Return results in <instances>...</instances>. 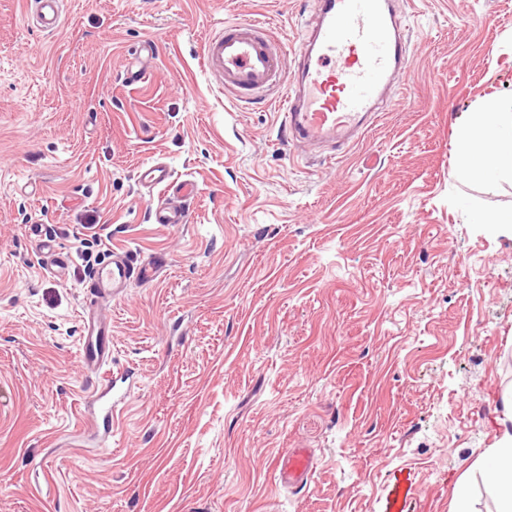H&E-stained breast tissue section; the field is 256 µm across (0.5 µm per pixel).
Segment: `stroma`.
I'll use <instances>...</instances> for the list:
<instances>
[{"label": "stroma", "instance_id": "1", "mask_svg": "<svg viewBox=\"0 0 512 512\" xmlns=\"http://www.w3.org/2000/svg\"><path fill=\"white\" fill-rule=\"evenodd\" d=\"M314 6L66 0L48 32L0 0V512H452L462 479L494 512L474 463L512 385V237L475 218L512 180L465 179L457 151L512 96V0H399L407 86L340 154L201 65L227 22L294 48ZM150 160L196 182L187 223H153ZM116 251L165 265L109 304L139 387L100 448L84 286ZM291 448L305 485L276 478ZM315 469L314 454L308 448L287 451L279 463L278 481L284 485L302 483Z\"/></svg>", "mask_w": 512, "mask_h": 512}]
</instances>
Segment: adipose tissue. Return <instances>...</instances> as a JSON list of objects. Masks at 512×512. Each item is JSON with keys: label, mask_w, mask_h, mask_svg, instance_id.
Here are the masks:
<instances>
[{"label": "adipose tissue", "mask_w": 512, "mask_h": 512, "mask_svg": "<svg viewBox=\"0 0 512 512\" xmlns=\"http://www.w3.org/2000/svg\"><path fill=\"white\" fill-rule=\"evenodd\" d=\"M462 130L459 166L467 178L486 184L512 178V98L471 113ZM497 412L496 442L481 466L492 479L495 512H512V391L503 393Z\"/></svg>", "instance_id": "ef3b65f1"}]
</instances>
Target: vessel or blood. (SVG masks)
<instances>
[{
	"instance_id": "b4317fda",
	"label": "vessel or blood",
	"mask_w": 512,
	"mask_h": 512,
	"mask_svg": "<svg viewBox=\"0 0 512 512\" xmlns=\"http://www.w3.org/2000/svg\"><path fill=\"white\" fill-rule=\"evenodd\" d=\"M42 29L54 30L60 22V0H32ZM312 28L295 51V70H287L284 53L274 47L267 23L237 21L210 35L202 50V67L219 88L235 101L284 88L280 107L289 139L300 147L319 145L342 151L353 144L384 111L387 91L402 83L410 69L403 20L394 0H316ZM139 182L146 187H171L184 197L197 188L191 181H174L163 162L142 165ZM152 215L158 224H184L185 209L160 203ZM163 266L162 257L134 263L128 254L113 258L87 283L92 298L119 296L132 281L154 282ZM112 356V343L105 322L93 311L85 313L82 364L100 370ZM115 379L104 377L93 388L91 398L104 404L103 426L112 430L121 410L112 400ZM315 468L310 449L294 448L279 464L281 484L307 480Z\"/></svg>"
}]
</instances>
